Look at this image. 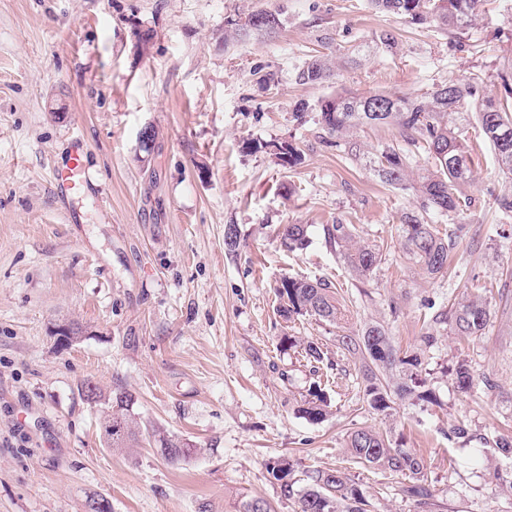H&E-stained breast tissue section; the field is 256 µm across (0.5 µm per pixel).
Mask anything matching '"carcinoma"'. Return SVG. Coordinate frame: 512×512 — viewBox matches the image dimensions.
Here are the masks:
<instances>
[{"instance_id": "1", "label": "carcinoma", "mask_w": 512, "mask_h": 512, "mask_svg": "<svg viewBox=\"0 0 512 512\" xmlns=\"http://www.w3.org/2000/svg\"><path fill=\"white\" fill-rule=\"evenodd\" d=\"M485 2L487 0H368V5L377 12L448 32L472 25ZM255 16L263 21L244 26L239 20L231 19L228 25L234 35L246 37L252 33L272 32L281 24L277 8H260L247 14L249 19ZM329 76L327 62L317 57L299 72L298 79L305 85H316ZM497 78L504 90L499 97L485 95L475 83L450 80L420 96L346 92L317 102L322 128L338 148L346 145L356 148L348 137L361 127L392 126L404 137L408 149L387 144L368 157L366 164L383 183L407 190L416 198L415 209L402 216V238L407 253L430 276L448 272L453 243L440 235L428 218L449 217L460 209L459 188L471 181L472 154L479 141L489 143L500 170L512 178V62L498 70ZM472 115L477 122L476 141L469 136ZM275 147L274 155L281 165L293 167L302 162L301 152L293 143L281 142ZM413 147L424 150L432 159V169L417 177L413 176ZM322 231L326 244L353 272L366 280L373 276L381 261L380 251L356 239L354 225L325 224ZM281 240L289 252L307 249L309 225H284ZM277 294L283 300L280 316L287 321L308 316L334 323L342 314L333 284L325 279L285 276L280 280ZM490 319V306L480 299L453 302L431 317L422 342L427 348L434 346L444 324L457 336L479 339L485 334ZM339 343L360 363L364 400L375 414L391 417L396 405L406 400L413 404L437 403L420 354L400 355L384 323H367L360 334L343 336ZM280 345L285 350L299 348L314 373L324 362L333 365L323 344L316 339L284 336ZM474 381L475 375L466 364L456 365L455 383L459 392H468ZM308 392L309 399L300 412L309 421L319 422L325 416L326 403L321 383H312ZM129 405L127 396L117 395L111 413L101 423L105 442L112 443L114 449L129 448L136 440ZM148 436L155 439L162 455L171 462L191 453L189 445L174 436L155 430ZM346 448L356 463L404 475L407 483L401 487L402 494L422 507L431 505L432 492L422 479L423 459L387 433L374 427H358L347 435ZM271 473L280 481L284 497L297 498L298 512H366L363 494L340 469L310 473L305 487L299 490L288 480L290 463L277 462Z\"/></svg>"}]
</instances>
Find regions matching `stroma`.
I'll use <instances>...</instances> for the list:
<instances>
[{
	"mask_svg": "<svg viewBox=\"0 0 512 512\" xmlns=\"http://www.w3.org/2000/svg\"><path fill=\"white\" fill-rule=\"evenodd\" d=\"M274 6L276 34L225 41L228 20ZM381 30L396 36L397 54L370 49ZM354 47L360 65L297 82L312 56ZM509 53L512 0H489L458 34L367 0H0V512H90L97 500L111 512H239L246 497L296 512L269 471L280 459L298 481L344 470L372 512H420L402 475L347 455L349 432L364 426L423 458L432 512H512V457L494 443L512 434V219L496 205L512 179L482 144L465 207L435 220L455 235V275L429 276L401 244L414 196L364 162L402 144L398 130L358 132L354 156L327 146L316 106L342 91L420 94L458 79L494 96ZM147 126L157 133L148 153L139 144ZM74 133L91 183L63 206L52 172ZM288 140L303 152L292 168L269 148ZM338 221L379 249L371 279L327 246L322 227ZM229 224L234 256L224 251ZM287 224L308 225L306 250L281 248ZM285 274L332 281L341 320L285 322L273 290ZM452 296L489 302L486 335L446 331L422 349L426 321ZM373 319L401 350L421 351L439 403L403 404L388 419L368 408L359 363L338 340ZM68 323L83 333L59 342ZM286 334L317 339L337 364L319 374L329 394L319 423L299 412L314 376L280 350ZM459 361L478 378L465 393L447 371ZM87 383L102 403L83 399ZM119 393L139 426L179 437L190 456L169 462L147 438L128 452L109 448L100 421ZM459 419L467 438L449 435Z\"/></svg>",
	"mask_w": 512,
	"mask_h": 512,
	"instance_id": "obj_1",
	"label": "stroma"
}]
</instances>
